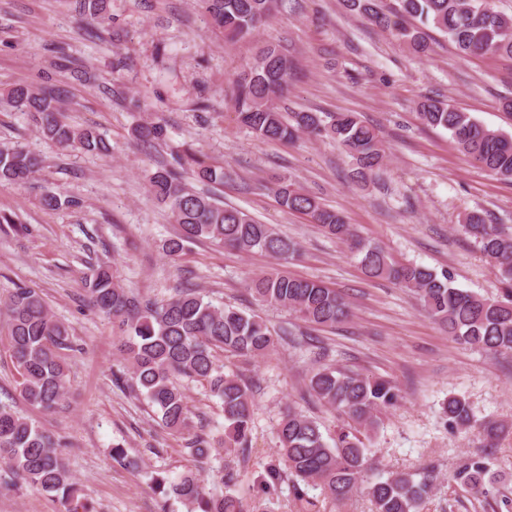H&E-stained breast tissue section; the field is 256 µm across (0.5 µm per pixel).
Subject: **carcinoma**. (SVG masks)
<instances>
[{
	"mask_svg": "<svg viewBox=\"0 0 512 512\" xmlns=\"http://www.w3.org/2000/svg\"><path fill=\"white\" fill-rule=\"evenodd\" d=\"M73 11L104 26L111 20L109 0H69ZM211 21L224 30L228 40L253 36L278 8V0H200ZM383 0H342L346 9L365 18L396 38L413 53L431 51L430 32L445 36L464 56L497 55L512 58V14L498 10L493 15L479 10L477 0H395L383 8ZM51 67L67 73L82 85L96 81L62 46L51 48ZM291 66L288 55L272 43L258 49L254 63L234 80L235 119L266 141H291L301 133L337 141L351 158L357 177L365 179L383 165L384 150L378 132L355 112H289L277 99L288 85ZM3 99L28 117L37 132L62 150L106 154L104 136L90 126L78 127L67 113L78 105L70 84L51 81L39 87L15 84ZM423 124L441 128L459 149L484 171L512 181V137L480 124L470 113L428 97L418 103ZM145 147L163 141L167 128L158 121H142L131 131ZM43 160L20 144L0 147V182L28 184L41 170ZM202 184L224 183V168L209 156L190 148L172 156L148 176V191L178 225L175 236L162 244L163 252L180 256L185 243L209 241L242 253H264L279 268L251 280L249 293L262 304L284 308L300 320L334 327L350 316L336 290L323 282L301 278L282 270L298 254L297 243L271 224H260L248 213L224 204L213 195L192 188L185 174ZM279 206L308 216L323 230L345 242L360 256L364 273L385 279L413 292L430 317L455 341L485 354L512 356V232L488 223L484 213L464 216L462 227L477 240L483 256L497 269L505 284L497 299L484 298L453 286L451 274L396 260L383 246L360 237L344 217L322 204L297 183L279 178L272 187ZM39 205L46 211L76 210L80 200L54 190L44 191ZM93 309L106 315L119 333L118 351L126 362L133 387L155 408L161 424L186 436L193 456L206 458L216 446L227 455L249 447L254 413L250 385L241 372L227 371L217 359L221 351L248 362L263 358L276 348L278 338L265 318L256 312L216 306L190 288L164 303L143 299L123 288L108 266L98 267L86 280ZM7 311V342L17 370V389L32 406L55 409L67 389L65 352L73 349L68 327L51 312L33 288L15 289L4 301ZM202 383L217 398L224 412V439L194 431L185 395L179 381ZM310 396L331 406L343 424L326 439L320 424L292 408L277 428V459L258 482L257 491L267 492L289 480L294 497L305 512H319V500L308 489L319 488L333 500L343 501L364 487L375 512H422L432 493L435 476L424 469L395 472L365 481L368 448L379 427L378 414L401 399L390 380L363 375L351 369L320 365L306 385ZM443 413L452 427L472 426L469 402L450 395ZM492 442L508 425L487 419L480 424ZM61 444L45 429L0 403V463L30 486L54 494L67 503L66 512H92L91 506L74 495L73 477L60 450ZM483 459L464 463L457 476L473 489L483 485ZM230 492L211 495L199 474L189 471L170 480L155 479L164 496L174 497L188 512H247L244 499L232 487L237 472L228 467L220 475Z\"/></svg>",
	"mask_w": 512,
	"mask_h": 512,
	"instance_id": "1",
	"label": "carcinoma"
}]
</instances>
